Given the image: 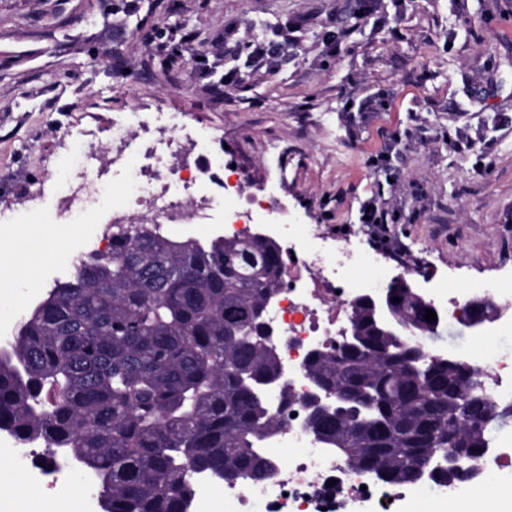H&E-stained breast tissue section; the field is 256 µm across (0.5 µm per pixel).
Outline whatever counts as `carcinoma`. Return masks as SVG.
Returning a JSON list of instances; mask_svg holds the SVG:
<instances>
[{"label":"carcinoma","mask_w":512,"mask_h":512,"mask_svg":"<svg viewBox=\"0 0 512 512\" xmlns=\"http://www.w3.org/2000/svg\"><path fill=\"white\" fill-rule=\"evenodd\" d=\"M282 265L277 245L255 237L120 227L0 342V433L90 475L100 512H187L202 479L273 476L267 448L281 423L265 389L280 361L264 312ZM393 296L401 316L422 318L409 295ZM350 324L357 344L306 365L347 398L315 421L319 443L389 485L472 474L491 429L512 416L483 389L481 368L469 362L464 381L446 354L421 360L377 334L364 305Z\"/></svg>","instance_id":"carcinoma-1"}]
</instances>
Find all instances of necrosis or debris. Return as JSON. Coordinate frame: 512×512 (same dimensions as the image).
<instances>
[{"label":"necrosis or debris","mask_w":512,"mask_h":512,"mask_svg":"<svg viewBox=\"0 0 512 512\" xmlns=\"http://www.w3.org/2000/svg\"><path fill=\"white\" fill-rule=\"evenodd\" d=\"M162 129V136L147 142L131 136L125 122H116L108 155L92 146L94 130H83V144L56 174L61 197L50 215L51 223L93 224L98 213L107 210L116 220H142L169 230L179 224L209 226L217 202L202 186L217 178L222 165L218 159H205L204 152L215 134L200 131L173 113L164 116ZM187 140L201 152V160L170 166L169 156ZM136 156L141 157V164L129 168V159ZM122 168L129 171L124 187L112 192L110 173ZM236 200L241 203L236 210L238 221L225 225V235L247 238L256 225L263 224L283 249L285 286L277 303L268 307L266 321L278 334L279 360L294 380L295 401L283 413V429L275 439L284 450L278 458V475L221 487L200 482L188 512H213L218 494L233 512H355L358 504L389 512L390 500L399 499L401 490L349 469L322 448L309 431L302 401L311 387L306 376L309 351L340 341L354 300L365 292L385 291L397 273L364 250L358 235L336 247L312 225L282 222L283 204L275 195L248 198L239 185L225 184L222 201ZM477 295L491 305L512 307V293L499 282L473 284L454 296L447 288H437L432 302L441 308L446 324L453 325L468 300ZM482 342L486 347L481 360L485 386L502 405H511L512 320L499 322ZM492 442L475 481L512 484V438L497 435ZM0 452L31 485L58 494L69 489V465L46 472L38 452L28 445L8 444Z\"/></svg>","instance_id":"4bbe7bcc"}]
</instances>
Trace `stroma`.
I'll return each mask as SVG.
<instances>
[{
	"label": "stroma",
	"mask_w": 512,
	"mask_h": 512,
	"mask_svg": "<svg viewBox=\"0 0 512 512\" xmlns=\"http://www.w3.org/2000/svg\"><path fill=\"white\" fill-rule=\"evenodd\" d=\"M279 53L254 61V40ZM178 112L246 192L452 294L512 289V0H0V297L67 280L96 227L44 224L72 127ZM377 203L394 221L376 242ZM37 253L34 275L17 252Z\"/></svg>",
	"instance_id": "1"
}]
</instances>
